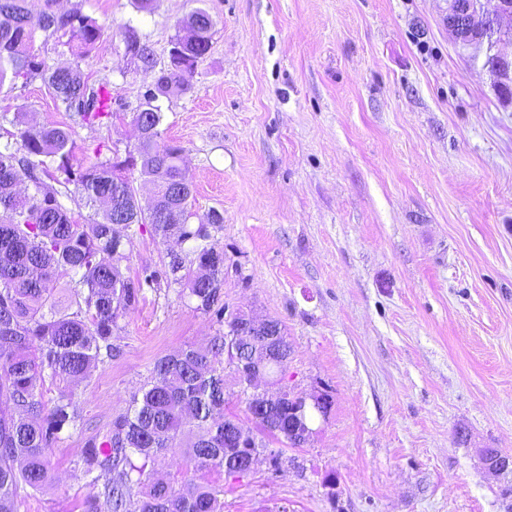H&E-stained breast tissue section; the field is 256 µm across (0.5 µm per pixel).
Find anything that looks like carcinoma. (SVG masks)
I'll return each instance as SVG.
<instances>
[{"label": "carcinoma", "instance_id": "carcinoma-1", "mask_svg": "<svg viewBox=\"0 0 512 512\" xmlns=\"http://www.w3.org/2000/svg\"><path fill=\"white\" fill-rule=\"evenodd\" d=\"M54 3L45 0L39 28L68 37L73 55L81 60L100 41L103 27L78 10L59 14ZM213 28L208 11L191 13L176 37L179 51L161 68L146 44L130 30L124 32L125 50L137 68L154 74L136 116L140 172L157 190L148 212L137 206L133 181L124 174L134 161L107 160L75 170L71 126H29L21 112L0 114V124L11 125L0 149V398L8 403L7 409L0 408V512H17L22 493L46 484L58 434L82 420L70 384L117 354L112 342L117 318L139 303L143 285L156 281L154 273L132 277L120 264L126 259L130 225H150L153 237L163 242H197L194 261L206 271L204 277L193 271L180 274L184 261L174 252L169 253V271L196 301V310L225 324L219 304L224 250L209 242L208 225L188 223L194 187L182 167L183 148L159 143L163 115L158 100L174 86L191 87L197 62L210 50ZM33 42L27 0H0V87L39 76L81 122L91 125L113 116L106 85L89 83L77 62L47 65ZM53 168L67 174L66 182L101 219L85 223L75 218L59 200L61 192L47 183ZM24 179L33 184L34 194L20 195L17 187ZM63 272L78 276L65 304L50 288ZM225 337L220 331L205 347L188 346L158 359L151 381L131 397L112 430L85 444L78 467L96 489L87 498L86 512H97L100 498L113 512H221L220 486L190 480L177 487L147 480L144 466L132 456L148 461L183 448L196 472L233 470L238 454L224 444V421L215 420L224 416ZM48 380L64 383L49 405L42 394ZM298 406L299 396L286 393L273 416L280 431L288 432Z\"/></svg>", "mask_w": 512, "mask_h": 512}]
</instances>
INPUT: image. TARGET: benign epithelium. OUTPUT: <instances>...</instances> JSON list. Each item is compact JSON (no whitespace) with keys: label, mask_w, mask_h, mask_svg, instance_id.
<instances>
[{"label":"benign epithelium","mask_w":512,"mask_h":512,"mask_svg":"<svg viewBox=\"0 0 512 512\" xmlns=\"http://www.w3.org/2000/svg\"><path fill=\"white\" fill-rule=\"evenodd\" d=\"M512 21V0H497V7L493 14H482L477 10V0H448V14L446 22L448 28L460 41L474 40L478 42L493 43V37L502 34H511L512 27L502 30L503 19ZM279 333V325L273 320L260 319L249 315L239 325L237 335L264 336L273 340ZM281 359V348L277 345L257 348L249 351L248 363L252 371L246 380L247 389L253 391L249 406L251 410L270 416L278 406V400L284 398L288 387L278 383L268 373V367ZM325 393L317 392L302 397V410L298 417L293 419L291 432L288 433L289 442L302 445L306 443L314 430L308 424L305 417V408L322 409L325 405ZM224 434L238 448H252L254 452L241 458L243 471L239 475H245L253 470L262 459L269 457V449L265 448V440L256 433H246L240 430L238 423L229 418H224ZM482 461L485 469L503 474L512 471V455L497 450H483Z\"/></svg>","instance_id":"obj_1"}]
</instances>
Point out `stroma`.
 Segmentation results:
<instances>
[{
    "instance_id": "stroma-1",
    "label": "stroma",
    "mask_w": 512,
    "mask_h": 512,
    "mask_svg": "<svg viewBox=\"0 0 512 512\" xmlns=\"http://www.w3.org/2000/svg\"><path fill=\"white\" fill-rule=\"evenodd\" d=\"M105 34L84 60L38 30L47 65L80 64L112 91L116 118L81 124L41 78L0 88V113L73 126L74 165L135 152L150 86L125 54L133 27L159 65L202 8L211 48L193 87L160 98L162 140L184 149L192 224L224 250L221 300L279 321L289 391L327 393L309 441L242 477L210 473L223 512H512V99L462 44L448 0H56ZM223 215L210 223L212 212ZM130 274L156 273L113 332L119 352L76 389L52 481L18 512H84L76 461L103 438L154 362L219 325L167 275L169 244L132 226Z\"/></svg>"
}]
</instances>
